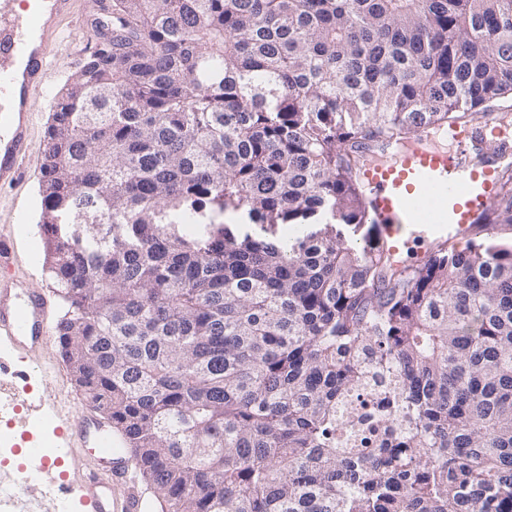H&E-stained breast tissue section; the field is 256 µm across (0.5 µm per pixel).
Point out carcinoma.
Listing matches in <instances>:
<instances>
[{
    "instance_id": "1",
    "label": "carcinoma",
    "mask_w": 512,
    "mask_h": 512,
    "mask_svg": "<svg viewBox=\"0 0 512 512\" xmlns=\"http://www.w3.org/2000/svg\"><path fill=\"white\" fill-rule=\"evenodd\" d=\"M109 21L51 101L40 228L63 356L163 512H512V245L401 266L335 228L370 223L365 149L512 109V0ZM490 230L512 235L511 192ZM370 382L384 430L353 448L340 407Z\"/></svg>"
}]
</instances>
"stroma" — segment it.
<instances>
[{"instance_id": "35a3bbf8", "label": "stroma", "mask_w": 512, "mask_h": 512, "mask_svg": "<svg viewBox=\"0 0 512 512\" xmlns=\"http://www.w3.org/2000/svg\"><path fill=\"white\" fill-rule=\"evenodd\" d=\"M112 0H74V14L62 26L60 37L51 47V67L45 92L35 94V112L31 136L36 145H43L53 94L80 74L84 56L77 49L85 42L83 25L98 21L107 13ZM39 175L19 185L0 190V233L15 231L18 224H25L26 235L20 236L13 260L11 274L15 279L29 282L36 288L51 289L52 284L45 268V240L39 227L37 207ZM14 361L27 366L30 371L31 401L49 396V407L40 430L33 433V446L57 444V427L73 419L86 408L88 401L76 385L56 340H49L35 350L12 351ZM28 403L19 411L0 415V491L12 497L13 512H78L74 503L58 502L43 497L40 484L24 486L15 482L17 465L13 447L21 441V424L29 416Z\"/></svg>"}]
</instances>
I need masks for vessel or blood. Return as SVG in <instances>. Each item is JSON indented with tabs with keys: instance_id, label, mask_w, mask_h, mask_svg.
I'll return each instance as SVG.
<instances>
[{
	"instance_id": "vessel-or-blood-1",
	"label": "vessel or blood",
	"mask_w": 512,
	"mask_h": 512,
	"mask_svg": "<svg viewBox=\"0 0 512 512\" xmlns=\"http://www.w3.org/2000/svg\"><path fill=\"white\" fill-rule=\"evenodd\" d=\"M73 0H0V188L28 175L27 161L36 147L30 138L33 97L47 83L49 47ZM434 130L412 133L407 145L377 147L359 170L369 191V215L376 233L393 254L409 241L434 247L439 238L456 239L502 191L499 169L512 160V135L493 117L448 132L451 149L430 147ZM14 235H0V341L15 347L42 345L54 333L48 322V299L13 279ZM64 439L90 443L108 474L87 475L80 485L62 476V458L28 451L19 471L22 482L46 480L51 496L79 497L88 512H147L149 497L136 479L137 462L111 419L96 410L81 411L64 427Z\"/></svg>"
}]
</instances>
